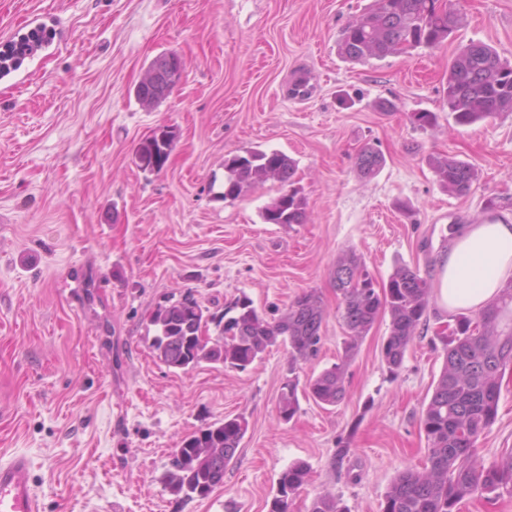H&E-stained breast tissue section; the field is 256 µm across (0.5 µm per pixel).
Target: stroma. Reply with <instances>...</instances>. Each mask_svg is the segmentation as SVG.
<instances>
[{"label":"stroma","instance_id":"obj_1","mask_svg":"<svg viewBox=\"0 0 512 512\" xmlns=\"http://www.w3.org/2000/svg\"><path fill=\"white\" fill-rule=\"evenodd\" d=\"M372 0H0V50L32 14L62 39L28 59L22 80L0 78V453L33 464L42 512H268L282 471L307 462L288 512L321 493L349 512H380L397 472L424 467L419 417L444 364L436 309L398 376L381 361L389 319H378L348 367L335 406L301 399L277 414L288 349L239 370L200 363L169 369L146 341L148 316L185 292L219 315L248 296L287 309L316 291L325 308L318 356L301 379L339 359L345 328L331 276L355 251L377 282L397 264L436 283L450 229L512 204V113L457 123L442 88L458 49L490 45L512 62V0H454L448 41L382 59L342 60L345 25ZM183 78L159 105L134 88L161 54ZM306 75L311 94L292 99ZM432 112L419 127L413 113ZM163 127L177 133L161 172L136 149ZM372 145L385 162L362 176ZM278 150L297 164L302 224H268L270 181L224 199V161ZM431 155L473 165L462 197L443 190ZM238 414L249 421L223 485L208 498L171 495L162 477L187 436ZM346 449L337 459V449ZM493 461L512 450V368L498 415L478 442ZM384 164V158L372 146H364L357 157V168L361 175L371 177L378 173Z\"/></svg>","mask_w":512,"mask_h":512}]
</instances>
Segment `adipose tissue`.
<instances>
[{
  "label": "adipose tissue",
  "instance_id": "ef3b65f1",
  "mask_svg": "<svg viewBox=\"0 0 512 512\" xmlns=\"http://www.w3.org/2000/svg\"><path fill=\"white\" fill-rule=\"evenodd\" d=\"M511 277L512 224L459 225L447 255L438 264L437 303L448 311H480Z\"/></svg>",
  "mask_w": 512,
  "mask_h": 512
}]
</instances>
